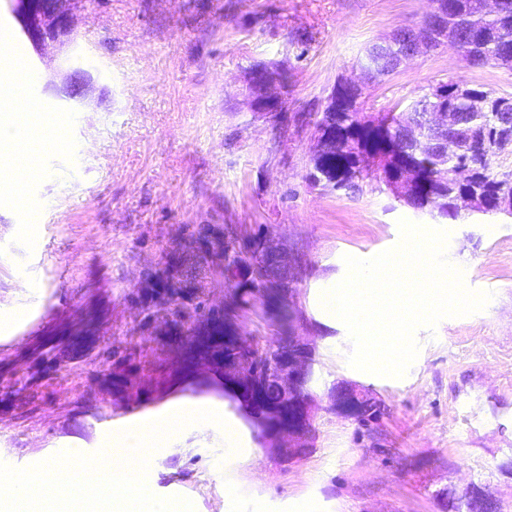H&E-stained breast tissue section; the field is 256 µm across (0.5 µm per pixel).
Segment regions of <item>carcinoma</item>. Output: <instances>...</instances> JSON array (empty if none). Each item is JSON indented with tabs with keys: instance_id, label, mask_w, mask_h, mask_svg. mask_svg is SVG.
<instances>
[{
	"instance_id": "1",
	"label": "carcinoma",
	"mask_w": 512,
	"mask_h": 512,
	"mask_svg": "<svg viewBox=\"0 0 512 512\" xmlns=\"http://www.w3.org/2000/svg\"><path fill=\"white\" fill-rule=\"evenodd\" d=\"M436 1L450 2L439 21L424 20L412 28L396 29L384 41L387 54L398 53L412 39L432 48L446 38L460 43L464 58L474 67L512 66V0H496L492 12L483 10L482 0H430ZM424 96L453 112V130L442 132L428 126L426 113L416 100L400 110L363 112L362 95L331 91L322 111L308 112V123L319 144L308 181L325 189L354 192L360 182L370 178L361 162L362 156L371 153L377 158L379 179L394 191L398 190L403 164L412 162L420 180L405 187L399 197L415 210L430 209L443 218L457 220L462 217L457 200L465 195L480 200L479 213L512 215V208L504 206L506 202L512 204V170L494 174L487 167L493 156L512 149V127H503L512 115V94L450 78L432 86ZM449 136L468 144L467 150L448 152L442 148V139ZM191 238L189 250L202 264L204 274L212 280L222 278L227 267L235 269L238 278L240 293L224 306V315L212 319L215 325L224 323L229 313L237 317L254 310L261 300L263 283L272 275L283 274L282 267L266 263L270 240L261 225L246 242L225 236L217 224L197 225ZM209 254L217 260L208 259ZM170 312L189 332L196 322L209 318L210 308L203 296L188 292L175 300ZM212 342L213 354L222 362L240 355L236 349L224 347L222 330L215 331ZM258 346V363L263 367L270 351L284 350L288 344L279 332L277 340H260ZM103 355L112 361V371L117 374L112 379L113 388L132 397L129 379L123 373L134 371L136 353L116 347L105 349Z\"/></svg>"
}]
</instances>
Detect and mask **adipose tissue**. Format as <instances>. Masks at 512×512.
<instances>
[{
	"mask_svg": "<svg viewBox=\"0 0 512 512\" xmlns=\"http://www.w3.org/2000/svg\"><path fill=\"white\" fill-rule=\"evenodd\" d=\"M26 78L16 62L0 54V196L20 194L28 187L15 158L35 142L57 137L61 119L25 103Z\"/></svg>",
	"mask_w": 512,
	"mask_h": 512,
	"instance_id": "ef3b65f1",
	"label": "adipose tissue"
}]
</instances>
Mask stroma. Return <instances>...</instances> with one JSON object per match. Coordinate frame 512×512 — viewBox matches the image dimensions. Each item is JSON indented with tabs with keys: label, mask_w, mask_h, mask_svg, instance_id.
<instances>
[{
	"label": "stroma",
	"mask_w": 512,
	"mask_h": 512,
	"mask_svg": "<svg viewBox=\"0 0 512 512\" xmlns=\"http://www.w3.org/2000/svg\"><path fill=\"white\" fill-rule=\"evenodd\" d=\"M429 0H95L77 15L75 66L96 91L77 112L51 97L56 62L38 64L43 111L64 117L41 150L52 176L31 183L22 207L0 199V449L26 468L75 448L107 447L126 425L176 400H224V377L196 369L166 337L142 335L128 299L140 274L187 244L197 224H263L309 265L298 284L316 359L314 391L347 380L386 413L376 429L319 411L311 450L276 463L256 430L257 453L238 460L222 428L195 430L176 452L157 450L146 474L156 494L195 512H439L436 494L477 483L512 512V219L455 221L421 213L380 181L355 192L306 179L308 126H278L253 112L246 76L257 63L288 75L292 112L321 108L339 79L361 75L366 48L414 25ZM305 34L306 43L295 40ZM463 78L512 92V69L468 66L449 45L364 85L368 112L408 103L439 80ZM449 232L447 255L464 285L492 297L477 313L415 334L418 354L400 378L347 362L345 324L324 320L316 296L347 274L345 256L369 258L400 241L399 220ZM43 247L34 260L33 247ZM40 282V290L24 285ZM103 312L66 367L43 368L59 336ZM134 347L137 400L114 394L110 345ZM237 488L235 497L226 484Z\"/></svg>",
	"instance_id": "1"
}]
</instances>
